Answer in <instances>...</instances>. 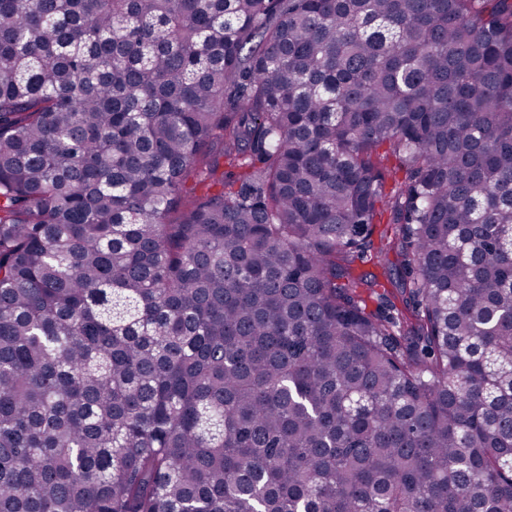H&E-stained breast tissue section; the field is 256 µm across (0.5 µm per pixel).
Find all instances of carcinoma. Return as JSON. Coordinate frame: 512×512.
Instances as JSON below:
<instances>
[{
    "label": "carcinoma",
    "instance_id": "carcinoma-1",
    "mask_svg": "<svg viewBox=\"0 0 512 512\" xmlns=\"http://www.w3.org/2000/svg\"><path fill=\"white\" fill-rule=\"evenodd\" d=\"M0 512H512V0H0Z\"/></svg>",
    "mask_w": 512,
    "mask_h": 512
}]
</instances>
